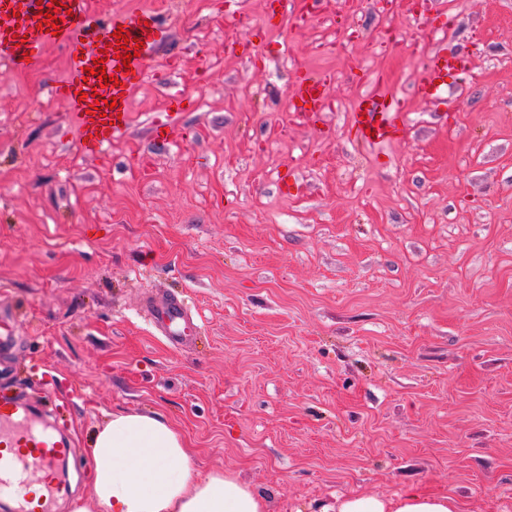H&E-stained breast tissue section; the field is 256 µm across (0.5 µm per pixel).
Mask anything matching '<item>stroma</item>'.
<instances>
[{
  "mask_svg": "<svg viewBox=\"0 0 512 512\" xmlns=\"http://www.w3.org/2000/svg\"><path fill=\"white\" fill-rule=\"evenodd\" d=\"M406 3L386 49L375 0L274 27L264 0H87L170 31L128 133L94 156L49 95L64 49L0 68L18 388L73 393L58 421L82 448L110 415L155 411L199 474L234 471L268 512L411 488L512 512V0H431L469 52L443 104L411 94L428 52ZM302 67L336 75L319 129L289 110ZM353 67L407 95L400 139H352ZM157 121L194 136L155 143ZM173 293L200 325L178 349L144 306Z\"/></svg>",
  "mask_w": 512,
  "mask_h": 512,
  "instance_id": "1",
  "label": "stroma"
}]
</instances>
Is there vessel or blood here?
I'll return each instance as SVG.
<instances>
[{
  "mask_svg": "<svg viewBox=\"0 0 512 512\" xmlns=\"http://www.w3.org/2000/svg\"><path fill=\"white\" fill-rule=\"evenodd\" d=\"M69 9L60 27L42 19L47 9ZM129 31L127 48L132 51L131 71L121 70L117 50L111 45L116 29ZM169 36V29L149 12L115 13L109 18L90 12L84 0H0V63L32 69L39 63V51L48 45L66 49L70 58L68 75L51 89L70 119L82 131L80 148L95 155L112 140L130 129V109L121 88H132L143 78L148 61ZM104 61L107 74L116 75L118 86L105 85L87 69ZM465 55H448L433 48L427 65L414 76L412 92L418 97L439 100L450 76L465 70ZM356 83L371 82L373 90L352 108L349 128L362 143L399 139L405 126V102L392 89L385 74L368 77L352 73ZM331 72L319 74L299 69L289 97L292 111L317 125L328 105ZM116 100L106 108L107 100ZM156 329L175 346L195 341L199 326L190 308L177 295L169 294L151 305ZM19 320L12 309L0 308V354L12 353L18 344ZM74 453L68 436L54 425L50 408L25 397L0 390V505L6 512H51L57 493L54 473ZM39 485V495L18 496L22 487Z\"/></svg>",
  "mask_w": 512,
  "mask_h": 512,
  "instance_id": "obj_1",
  "label": "vessel or blood"
}]
</instances>
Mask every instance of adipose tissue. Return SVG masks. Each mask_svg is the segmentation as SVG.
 Masks as SVG:
<instances>
[{
	"mask_svg": "<svg viewBox=\"0 0 512 512\" xmlns=\"http://www.w3.org/2000/svg\"><path fill=\"white\" fill-rule=\"evenodd\" d=\"M85 504L74 512H267L264 497L230 470L199 476L186 439L158 413H115L90 442ZM322 512H459L449 495L352 494Z\"/></svg>",
	"mask_w": 512,
	"mask_h": 512,
	"instance_id": "obj_1",
	"label": "adipose tissue"
}]
</instances>
